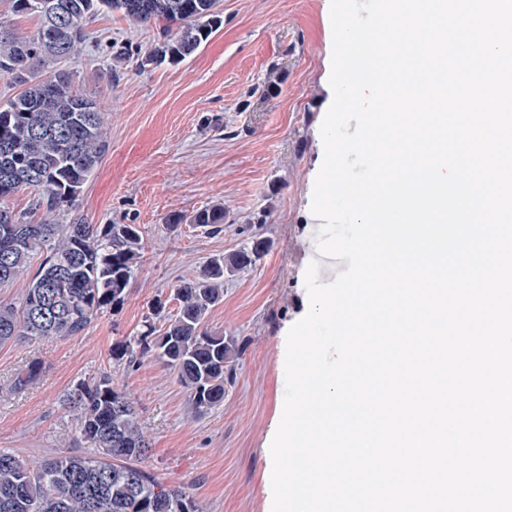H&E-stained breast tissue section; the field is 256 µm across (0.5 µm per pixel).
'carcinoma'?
Segmentation results:
<instances>
[{
    "label": "carcinoma",
    "instance_id": "1",
    "mask_svg": "<svg viewBox=\"0 0 512 512\" xmlns=\"http://www.w3.org/2000/svg\"><path fill=\"white\" fill-rule=\"evenodd\" d=\"M14 12L33 16L30 37L0 33V74L12 76L21 91L0 107V288L41 261L16 303H0V346L82 333L107 306L119 307L147 251L138 224L54 223L72 210L109 143L102 112L77 90L69 73L37 76L39 65H56L78 51L87 19L119 12L159 30V39L135 54L126 46L113 52L121 63L134 55L145 69L177 65L194 54L224 22L220 0H13ZM22 190L38 195V221H23L4 201ZM224 206L212 205L190 217L172 214L167 226L183 222L223 230ZM258 226L240 247L210 258L199 274L174 289L175 314L145 320L137 336L112 345V360L136 364L155 358L189 392L192 409L205 414L224 401L242 356L240 343L212 330L207 320L224 297V278L264 257L272 242ZM163 319L160 325L155 320ZM82 436L98 455L71 453L32 462L0 449V512H202L184 489L166 485L145 465L150 443L130 396L109 376L81 382L67 395Z\"/></svg>",
    "mask_w": 512,
    "mask_h": 512
}]
</instances>
